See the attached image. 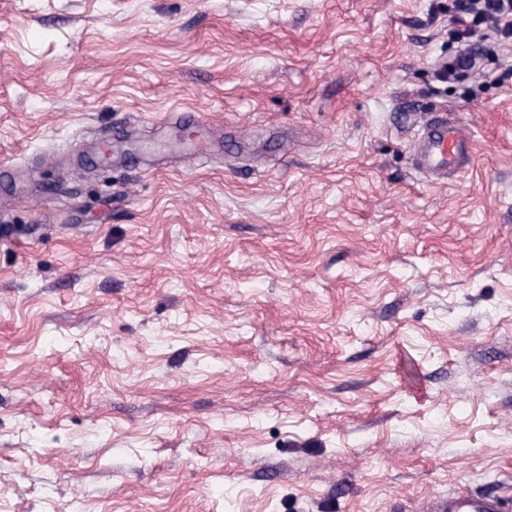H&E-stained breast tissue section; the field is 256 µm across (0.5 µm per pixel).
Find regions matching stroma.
Listing matches in <instances>:
<instances>
[{
    "instance_id": "1",
    "label": "stroma",
    "mask_w": 512,
    "mask_h": 512,
    "mask_svg": "<svg viewBox=\"0 0 512 512\" xmlns=\"http://www.w3.org/2000/svg\"><path fill=\"white\" fill-rule=\"evenodd\" d=\"M451 16L0 0V512L512 497V45L465 99ZM414 155L420 172L435 181L448 178L471 166L473 134L465 123L440 113L417 134Z\"/></svg>"
}]
</instances>
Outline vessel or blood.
Instances as JSON below:
<instances>
[{
	"instance_id": "vessel-or-blood-1",
	"label": "vessel or blood",
	"mask_w": 512,
	"mask_h": 512,
	"mask_svg": "<svg viewBox=\"0 0 512 512\" xmlns=\"http://www.w3.org/2000/svg\"><path fill=\"white\" fill-rule=\"evenodd\" d=\"M416 163L433 180L468 169L474 158L471 130L458 119L440 114L428 122L414 140ZM431 512H512L506 500L473 496L460 491L435 501Z\"/></svg>"
}]
</instances>
